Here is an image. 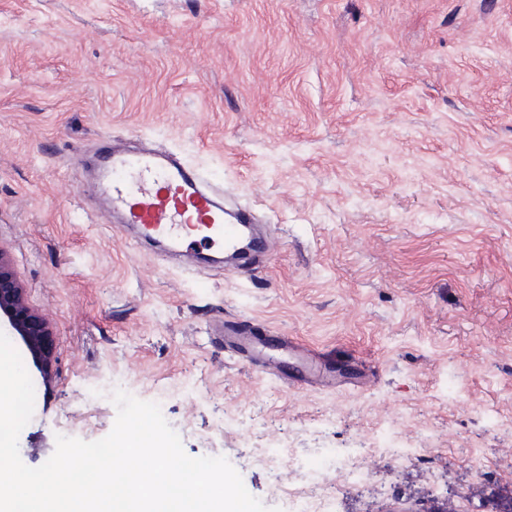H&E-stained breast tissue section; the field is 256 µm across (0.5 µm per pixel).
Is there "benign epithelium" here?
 Listing matches in <instances>:
<instances>
[{
    "label": "benign epithelium",
    "instance_id": "benign-epithelium-1",
    "mask_svg": "<svg viewBox=\"0 0 512 512\" xmlns=\"http://www.w3.org/2000/svg\"><path fill=\"white\" fill-rule=\"evenodd\" d=\"M0 319L7 331L20 337L36 367L48 372L55 340L50 323L27 300L26 291L17 280L10 257L0 248Z\"/></svg>",
    "mask_w": 512,
    "mask_h": 512
}]
</instances>
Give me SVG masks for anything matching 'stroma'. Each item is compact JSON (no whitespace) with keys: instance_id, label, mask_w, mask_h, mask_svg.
I'll return each mask as SVG.
<instances>
[{"instance_id":"obj_1","label":"stroma","mask_w":512,"mask_h":512,"mask_svg":"<svg viewBox=\"0 0 512 512\" xmlns=\"http://www.w3.org/2000/svg\"><path fill=\"white\" fill-rule=\"evenodd\" d=\"M108 135L215 174L272 257L189 271L114 229L82 190ZM0 247L56 337L27 466L108 435L109 384L273 512L320 448L373 476L327 472L335 512H512V0H0ZM248 317L364 384L209 333ZM388 424L422 461L372 455Z\"/></svg>"}]
</instances>
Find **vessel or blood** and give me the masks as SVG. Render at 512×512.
Returning <instances> with one entry per match:
<instances>
[{"instance_id": "vessel-or-blood-1", "label": "vessel or blood", "mask_w": 512, "mask_h": 512, "mask_svg": "<svg viewBox=\"0 0 512 512\" xmlns=\"http://www.w3.org/2000/svg\"><path fill=\"white\" fill-rule=\"evenodd\" d=\"M96 178L88 191L101 193L106 209L120 227H136L142 240L170 244L187 265H194L199 246L222 249L228 256L250 248L252 259L271 248L266 239L249 237L253 216L247 210L224 208V186L177 152L144 148L131 151L122 142L105 139L95 155ZM224 344L256 367L272 369L290 383L320 377L323 362L285 336L224 324Z\"/></svg>"}]
</instances>
